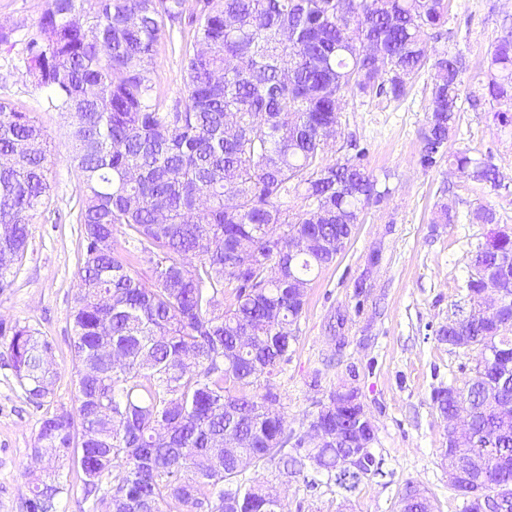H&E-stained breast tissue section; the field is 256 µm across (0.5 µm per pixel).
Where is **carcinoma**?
<instances>
[{"instance_id": "carcinoma-1", "label": "carcinoma", "mask_w": 512, "mask_h": 512, "mask_svg": "<svg viewBox=\"0 0 512 512\" xmlns=\"http://www.w3.org/2000/svg\"><path fill=\"white\" fill-rule=\"evenodd\" d=\"M447 22L448 0H46L25 69L47 107L70 119L69 163L81 178L77 396L40 422L35 453L60 468L33 479L27 512H65V466L80 473L88 512H167L172 501L189 512H284L275 489L244 481L247 465L274 462L287 478L312 471L347 491L360 481L342 472L352 450L365 474L374 470L376 435L349 404L355 391L339 408L334 391L318 401L310 427L327 441L290 447L268 381L288 361L315 274L390 193L361 157L327 159L340 101L399 98L432 71L420 163L435 164L462 112L465 63L428 42ZM165 33L184 62V99L170 107L153 79ZM481 90L511 125L512 39L490 53ZM1 155L0 289L50 197L44 134L5 100ZM448 165L465 184L504 186L496 166L467 152ZM472 221L492 229L471 254L466 297L495 285L512 308V233L487 205ZM302 237L316 246L289 253ZM511 318L439 330V341L465 336L491 356L464 387L432 393L441 415L472 416L481 468L454 485L462 512L512 485V336L491 326ZM10 331L11 367L40 403L58 377L52 345L28 326ZM401 501L405 512H434L409 486Z\"/></svg>"}]
</instances>
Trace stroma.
Segmentation results:
<instances>
[{"mask_svg": "<svg viewBox=\"0 0 512 512\" xmlns=\"http://www.w3.org/2000/svg\"><path fill=\"white\" fill-rule=\"evenodd\" d=\"M46 0H0V28L14 46L0 47V99L29 112L49 150L47 209L29 226L25 260L11 286L0 290V323L29 326L52 344L58 380L42 404L30 402L10 367L9 339L0 336V512H26L33 473L46 459L34 448L47 411L75 405L71 310L77 288L76 233L79 182L70 167L72 143L61 113L47 110L46 92L25 73V44L36 29ZM512 35V0H451L448 24L432 40L435 53L462 56V91L477 90L494 46ZM155 91L166 104L182 99L184 70L169 46L155 59ZM431 73H422L407 94L342 98L339 156L362 149L364 167L390 188L370 205L351 239L330 266L314 278L288 361L271 379L281 396L286 430L307 436L323 395L356 389L372 419L377 466L353 491L307 472L283 477L275 464L249 467V482L276 486L287 512H398L406 486L425 489L435 512H459L462 499L448 483L441 453L448 423L431 394L439 386H463L479 359L475 350L439 342L437 332L463 304L469 257L483 242L486 225L471 223L477 205L494 208L512 227V126L494 118L488 102L463 100L459 129L449 152L485 155L504 175L500 189L468 185L449 173L447 160L420 163L421 133ZM457 220L435 223L440 205ZM343 316L339 336L328 324Z\"/></svg>", "mask_w": 512, "mask_h": 512, "instance_id": "35a3bbf8", "label": "stroma"}]
</instances>
